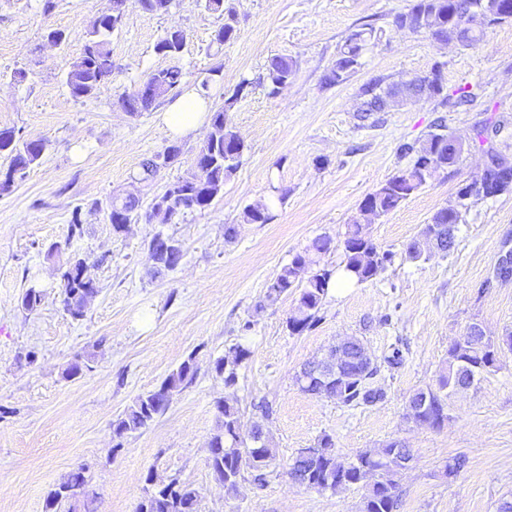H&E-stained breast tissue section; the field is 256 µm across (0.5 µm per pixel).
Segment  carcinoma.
Listing matches in <instances>:
<instances>
[{
  "mask_svg": "<svg viewBox=\"0 0 512 512\" xmlns=\"http://www.w3.org/2000/svg\"><path fill=\"white\" fill-rule=\"evenodd\" d=\"M128 0H112V11L101 15L87 31L84 50L65 73L64 83L74 98H87L98 86L112 75V53L110 37L120 28L116 19L125 18ZM141 11L149 16L167 13L173 0H137ZM207 12L222 16L223 23L215 31L214 43L222 46L237 37V19L233 11L224 7V0H198ZM512 0H414L406 13L398 15L395 24L414 31H423L431 39L461 48L479 45L484 40L486 29L503 23H512V9L502 8ZM373 30L360 29L352 32L340 49L326 83L331 85L346 80L359 65V58ZM185 42L181 30L169 29L158 40L155 49L162 55L173 49L180 50ZM295 72L292 60L274 57L270 60L265 81L270 93H276L287 84ZM154 92L150 96L128 94L122 98V106L135 114L146 112L160 98H163L182 84L183 73L177 68L158 70L149 76ZM247 87L243 82L225 106L213 111L210 129L202 141L197 155L198 169L188 176L169 184L164 194L175 198L166 209L151 208L145 214L139 213L140 201L133 196L114 197L110 202L112 228L120 232L125 225L145 217L148 223L172 224L187 212H203L214 200L224 194V185L237 171L246 149L244 141L229 126L227 108L237 100L238 94ZM427 93H443L441 71L416 77L399 85L381 88V82L362 88L363 101L360 112L367 116L373 112H384L404 99ZM452 136L440 132L431 133L418 145H406L402 152L415 155L408 168L388 179L369 193L359 204V218L348 225L343 239V271L357 284L366 283L383 273L393 261L390 250L379 248L364 235L361 220L373 215L383 216L397 209L404 201L418 192L437 169L454 165L460 153L448 151ZM46 150L42 140L26 139L13 128H0V155L10 157V165L0 178V192H7L15 181L24 178L27 170L37 164ZM483 181L493 190V195L512 192V164L498 152L489 154ZM483 198L480 191L470 183L457 190V205L438 210L430 222L422 228L420 236L409 243L405 252L409 259L418 261L430 249L428 236L441 238L442 252L453 250L455 243L448 242V230L457 228L462 220V211L468 208V201ZM245 220L250 224H267L272 219L267 205L246 209ZM332 248V239L323 236L314 239L302 254L295 255L283 266L267 287L266 300L274 302L282 295L295 293V307L288 317V329L301 334L312 329L320 321L323 300L327 295L333 277V270L320 265L311 254L322 255ZM148 251L156 272L174 269L183 257L182 243L161 233L155 234L148 242ZM86 266L83 259L70 260L61 273V288L65 310L74 318L85 313L88 297L98 292L96 284L87 277H80ZM506 351L512 352V332L494 339L485 332H468L448 349V367L440 376L438 388L416 391L418 396H427L429 405L418 415L420 425L440 429L448 421V395L469 387L475 377L494 371L500 357ZM197 373L194 358L181 363L169 373L158 389L136 399L116 421L112 423L113 433L121 438L129 433L147 427L162 415L171 395L192 383ZM377 373V366L370 364L367 372L339 366L328 370L327 381L301 386L311 396L339 401L344 405L373 406L385 399V392L371 386L370 380ZM219 425L210 440L212 456L208 458L211 472H218L224 480V488L231 495L240 492L241 483L248 481L258 487L266 481L264 454L271 452L265 443L254 449V440H246L239 432L240 413L237 407L226 399L217 402ZM319 453L306 457L299 455L290 461L300 478H309L326 489L337 492L356 486L364 489L358 512H398L400 490L397 476L400 469L402 446L391 441L383 448L360 452L356 459L347 461L332 450V439L323 436L318 442ZM384 466L385 486L377 485L373 469ZM88 480L83 470L69 475L67 480L51 488L46 495V512H64L62 507L83 497L87 493ZM200 495L192 485L177 479L171 485L144 497L137 505L136 512H199Z\"/></svg>",
  "mask_w": 512,
  "mask_h": 512,
  "instance_id": "obj_1",
  "label": "carcinoma"
}]
</instances>
